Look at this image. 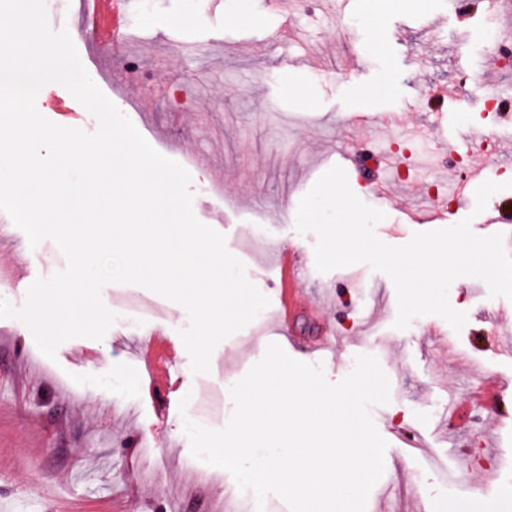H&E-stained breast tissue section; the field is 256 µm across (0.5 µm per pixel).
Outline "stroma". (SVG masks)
<instances>
[{"instance_id": "stroma-1", "label": "stroma", "mask_w": 512, "mask_h": 512, "mask_svg": "<svg viewBox=\"0 0 512 512\" xmlns=\"http://www.w3.org/2000/svg\"><path fill=\"white\" fill-rule=\"evenodd\" d=\"M239 7L248 21L231 20ZM284 13L303 30L302 42L247 48L245 38L262 37ZM326 16L325 0L307 8L297 0H138L132 22L140 38L129 55L160 94L145 95L119 58L83 66L119 111L137 109L143 136L163 141L189 173L195 218L224 235L261 293L276 298L281 272L270 255L256 256L247 226L263 225L271 242L298 250L302 268L294 289L308 307L296 315L294 338L315 340L324 317L348 341L335 357L298 352L295 360L321 368L335 384L357 356L377 358L390 384L389 402L372 410L377 431L417 432L423 447L411 453L386 447L366 512H449L463 503L512 512V482L499 479L480 492L471 484L484 474L488 456L512 469V358L495 352L503 342L496 320L512 319V300L490 296L479 278L461 276L448 290L450 306L467 315L461 330L437 315L416 317L399 330L396 289L386 274L366 263L320 272L316 235L296 228L300 199L335 166L338 153L362 145L381 155L406 138L421 149L410 176L392 174L387 198L375 196L365 171H347V182L383 212L374 232L385 244L401 246L430 231L427 184L438 179L447 190L468 172L446 162L438 142L481 138L489 126L487 96H512V68L488 71L486 83L476 78L490 60L486 28L512 31V0H477L466 18L449 0H354L340 25H328ZM436 17L444 24L434 44L424 24ZM463 25L472 32L465 43L455 37ZM448 84L455 101L437 107L430 93ZM35 106L60 126L88 134L99 128L61 84L43 86ZM359 112H398L403 122L364 126L355 118ZM204 181L218 183L219 192L202 194ZM25 238L15 226L0 239V279L12 282L0 287V297L17 308L26 301L18 282L45 249L25 245ZM166 307L162 318L117 320L99 340L68 339L46 362L23 322L0 319V512H222L224 489L235 480L228 474L223 486L202 484L186 467L192 453L179 403L200 384L222 389L226 378L242 379L271 337L254 338L243 327L217 344L209 372L196 374L180 337L189 314L173 301ZM152 333L174 345L179 376L162 414L142 390L136 358ZM501 382L507 389L500 398L475 399V392ZM128 401L135 411L119 412ZM452 403L468 413L454 448L439 430ZM138 434L156 450L153 468L132 445Z\"/></svg>"}]
</instances>
